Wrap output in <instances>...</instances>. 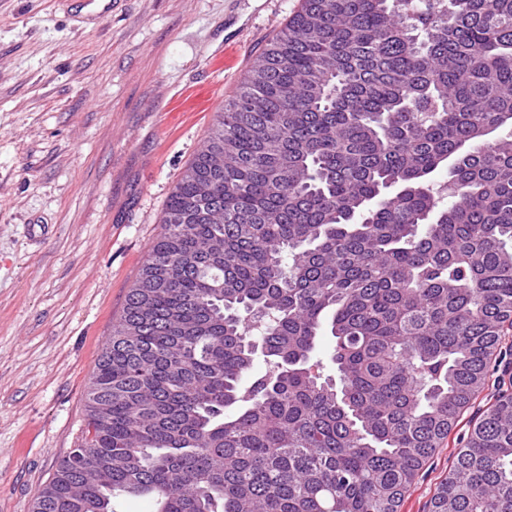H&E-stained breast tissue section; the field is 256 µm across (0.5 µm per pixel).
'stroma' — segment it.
Segmentation results:
<instances>
[{
	"label": "stroma",
	"instance_id": "stroma-1",
	"mask_svg": "<svg viewBox=\"0 0 512 512\" xmlns=\"http://www.w3.org/2000/svg\"><path fill=\"white\" fill-rule=\"evenodd\" d=\"M301 0H0V512H32L77 448L86 388L225 101ZM487 385L400 512H428Z\"/></svg>",
	"mask_w": 512,
	"mask_h": 512
}]
</instances>
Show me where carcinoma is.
<instances>
[{
	"mask_svg": "<svg viewBox=\"0 0 512 512\" xmlns=\"http://www.w3.org/2000/svg\"><path fill=\"white\" fill-rule=\"evenodd\" d=\"M161 224L34 512H399L512 330V0H302ZM429 512H512L511 390Z\"/></svg>",
	"mask_w": 512,
	"mask_h": 512,
	"instance_id": "obj_1",
	"label": "carcinoma"
}]
</instances>
